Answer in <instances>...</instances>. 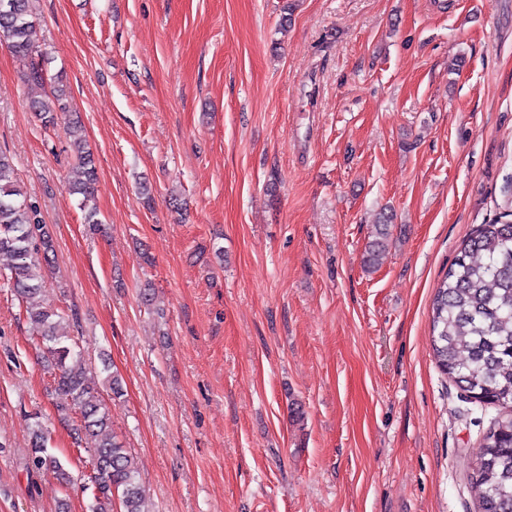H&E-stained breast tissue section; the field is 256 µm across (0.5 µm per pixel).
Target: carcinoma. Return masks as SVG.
<instances>
[{"mask_svg":"<svg viewBox=\"0 0 512 512\" xmlns=\"http://www.w3.org/2000/svg\"><path fill=\"white\" fill-rule=\"evenodd\" d=\"M31 0H0V44L12 51L37 53L28 33ZM26 82L49 92L32 103L44 126L64 121L77 147L71 191L81 196L86 223L99 226L90 206L97 191V171L82 138V123L72 111L63 76L48 75L41 62L32 64ZM391 217L378 221V239L368 245L364 265L375 267L385 252ZM53 239L36 205L17 183L11 158L0 150V255L10 258L13 287L25 313L57 369L55 382L81 416L82 429L94 438L87 449L93 463L90 512H150L134 457L114 434L107 406L86 374L81 353L63 327L66 317L41 301L44 276L35 254L53 251ZM432 349L438 367L475 402L512 409V221L496 218L476 227L465 241L432 301ZM27 468L50 474L62 485L74 479L64 460L50 452L40 425L32 431ZM471 483L479 489L478 512H512V413L490 423L471 460Z\"/></svg>","mask_w":512,"mask_h":512,"instance_id":"cac0c4a2","label":"carcinoma"}]
</instances>
